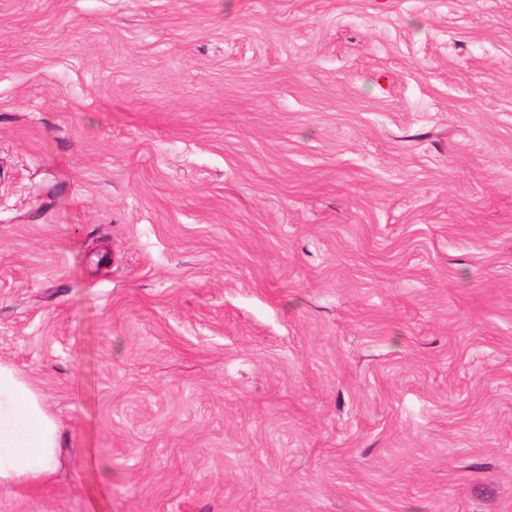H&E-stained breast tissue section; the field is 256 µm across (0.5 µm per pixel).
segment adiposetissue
Returning a JSON list of instances; mask_svg holds the SVG:
<instances>
[{
	"label": "adipose tissue",
	"mask_w": 512,
	"mask_h": 512,
	"mask_svg": "<svg viewBox=\"0 0 512 512\" xmlns=\"http://www.w3.org/2000/svg\"><path fill=\"white\" fill-rule=\"evenodd\" d=\"M61 457L58 425L41 394L0 361V490L49 481Z\"/></svg>",
	"instance_id": "obj_1"
}]
</instances>
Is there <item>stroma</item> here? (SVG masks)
Listing matches in <instances>:
<instances>
[{"mask_svg":"<svg viewBox=\"0 0 512 512\" xmlns=\"http://www.w3.org/2000/svg\"><path fill=\"white\" fill-rule=\"evenodd\" d=\"M0 512H512V0H0ZM62 452L57 422L39 391L0 361V490L49 481Z\"/></svg>","mask_w":512,"mask_h":512,"instance_id":"35a3bbf8","label":"stroma"}]
</instances>
